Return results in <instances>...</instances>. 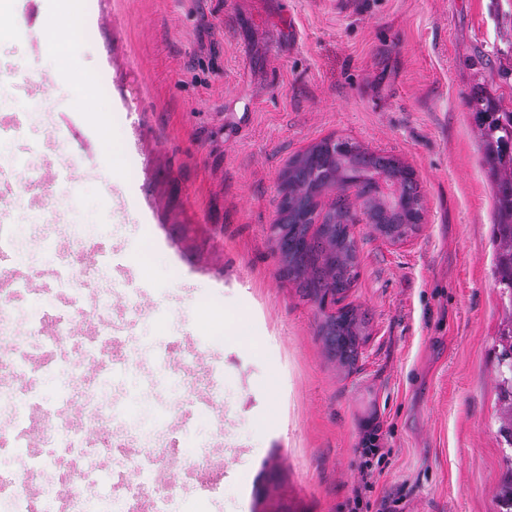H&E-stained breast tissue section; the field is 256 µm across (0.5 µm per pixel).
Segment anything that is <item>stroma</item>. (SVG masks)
Returning a JSON list of instances; mask_svg holds the SVG:
<instances>
[{
    "label": "stroma",
    "instance_id": "obj_1",
    "mask_svg": "<svg viewBox=\"0 0 512 512\" xmlns=\"http://www.w3.org/2000/svg\"><path fill=\"white\" fill-rule=\"evenodd\" d=\"M91 21L68 64L21 30L0 36V168L9 185L8 271L0 297L28 337L32 392L52 407L51 364L77 361L117 286L110 317L131 323L112 350L166 340L200 350L191 370L222 373L211 415L180 420V377L145 392L119 378L126 419L166 411L179 461L210 443L222 488L179 475L168 512H348L361 480L364 420L381 425L388 465L372 512H499L512 447L499 432L497 357L507 313L496 285L494 178L468 99L512 111V0H82ZM105 90L119 146L96 141L75 78ZM80 138L47 143L50 116ZM348 138L410 165L420 230L392 245L366 224L355 189L358 277L345 303L368 318L352 372L326 357L310 299L282 273L270 234L288 159ZM57 207L53 224L34 221ZM151 261L154 273L142 277ZM229 312L240 335L199 320ZM75 325L46 353L49 324ZM277 379L278 394L265 384Z\"/></svg>",
    "mask_w": 512,
    "mask_h": 512
}]
</instances>
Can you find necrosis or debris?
Returning a JSON list of instances; mask_svg holds the SVG:
<instances>
[{
	"label": "necrosis or debris",
	"instance_id": "necrosis-or-debris-1",
	"mask_svg": "<svg viewBox=\"0 0 512 512\" xmlns=\"http://www.w3.org/2000/svg\"><path fill=\"white\" fill-rule=\"evenodd\" d=\"M36 320L19 326L4 300L0 299V368L25 374L27 365L17 354L25 343L24 330H37ZM58 407L46 411L40 431L43 447L34 452L21 442L11 448L12 456L27 459L24 471L0 466V512H40L37 497L18 493L34 472L56 467L69 459L82 478L78 485L63 482L57 495L59 512H102L114 490H121L126 512H142L145 504L167 501L173 490L170 480L175 451L154 446L155 425L136 422L132 428L141 438L137 453L117 454L123 440L112 432V375L98 373L84 378L75 365L59 366L56 375ZM34 406L27 386L0 383V436L27 434ZM79 407L89 418L87 430L75 425L70 411Z\"/></svg>",
	"mask_w": 512,
	"mask_h": 512
}]
</instances>
